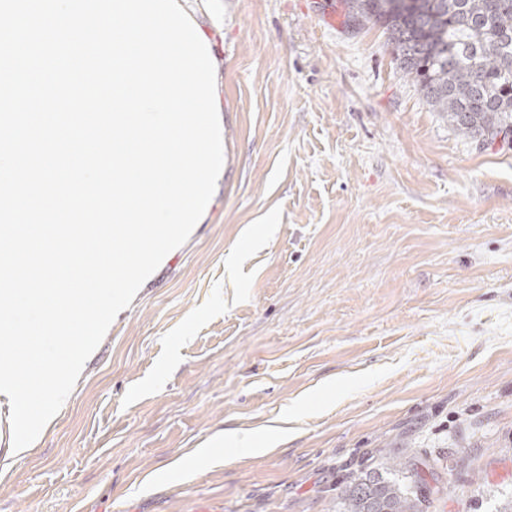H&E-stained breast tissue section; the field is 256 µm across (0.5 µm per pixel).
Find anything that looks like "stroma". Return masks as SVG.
Wrapping results in <instances>:
<instances>
[{
  "instance_id": "35a3bbf8",
  "label": "stroma",
  "mask_w": 512,
  "mask_h": 512,
  "mask_svg": "<svg viewBox=\"0 0 512 512\" xmlns=\"http://www.w3.org/2000/svg\"><path fill=\"white\" fill-rule=\"evenodd\" d=\"M183 5L224 175L22 450L0 396V512H336L393 458L434 466L428 512H500L512 142L459 134L346 0Z\"/></svg>"
}]
</instances>
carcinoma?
<instances>
[{
	"label": "carcinoma",
	"instance_id": "1",
	"mask_svg": "<svg viewBox=\"0 0 512 512\" xmlns=\"http://www.w3.org/2000/svg\"><path fill=\"white\" fill-rule=\"evenodd\" d=\"M387 34L400 69L454 129L493 141L512 124V0H347ZM424 469L394 460L354 475L336 512H423Z\"/></svg>",
	"mask_w": 512,
	"mask_h": 512
}]
</instances>
